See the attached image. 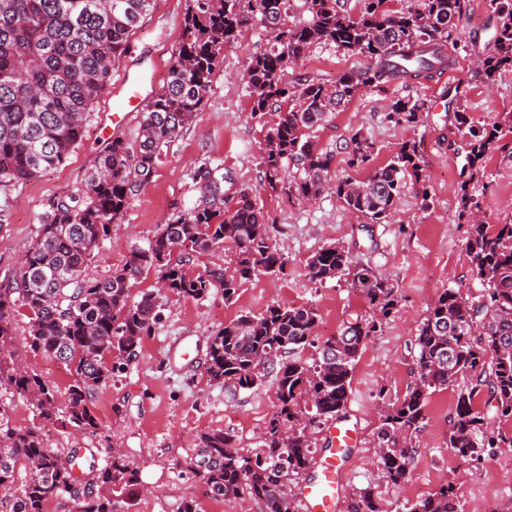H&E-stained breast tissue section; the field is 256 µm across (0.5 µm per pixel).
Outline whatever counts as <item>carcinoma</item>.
Returning a JSON list of instances; mask_svg holds the SVG:
<instances>
[{"mask_svg": "<svg viewBox=\"0 0 512 512\" xmlns=\"http://www.w3.org/2000/svg\"><path fill=\"white\" fill-rule=\"evenodd\" d=\"M387 0H365L353 16L340 0H304L309 18L291 23L292 0H188L181 42L167 78L142 112L138 137L118 135L97 155L84 187L50 199L26 261L13 278L0 282V387L25 399L36 422L20 429L0 427V512H46L53 498L67 495L72 512H118V503L136 495L138 468L121 455L87 482L74 476L71 448L43 445L48 425L99 434L91 402L94 392L123 371L143 336L159 319L160 299L170 293L200 300L213 291L231 303L242 283L260 274H282L287 261L270 236L269 224L249 193L224 209L221 181L210 179L202 199L186 214L162 225L145 247L132 249L124 266L104 278L87 274L100 242L120 223L130 200L153 176L164 148L199 114L213 75L233 42L248 26L261 25L267 47L255 54L244 75L253 100L251 117L274 106L294 107L269 128L262 166L265 182L281 189L290 203H306L326 190L367 224H386L397 209L407 178L420 181L418 145L405 142L387 163L373 165L374 145L354 134L346 165L371 167L369 177L331 179L333 153L318 149L307 130L363 86L408 79L433 81L455 65L463 0H419L415 9L387 10ZM151 0H0V187L24 183L62 164L82 140L85 122L112 78V69ZM497 26L493 42L478 62L487 84L512 71V0H491ZM333 45L371 59L364 72H347L328 86L306 80L288 85V64L316 45ZM426 101L402 97L386 114L396 126L412 127ZM512 133V112L492 128L471 126L461 145L458 220L469 225L464 252L481 283L468 297L445 289L428 306L415 338V380L397 402L381 411L376 435L377 471L389 484L405 479L413 438L426 419L428 399L438 389L458 387L448 448L474 465L494 456L512 435L496 433L475 407L484 392L499 422H512V216L500 224L475 219L478 201L469 183L488 157ZM296 173L285 180L288 165ZM234 248L232 265L187 266L224 244ZM165 285L132 298L134 281L150 271ZM305 276L323 284L347 276L362 292L371 314L342 326L324 340L315 334L313 308L271 305L260 315L242 314L209 336L205 371L231 394L253 390L273 372L279 411L260 444L238 447L234 436L216 431L200 438L192 469L212 495H249L268 512H300L292 481L314 460L311 424L337 417L345 408L358 356L367 339L394 313L398 296L388 278L328 246L312 254ZM26 310L28 347L62 362L72 379L65 407L57 389L21 366L12 349V320ZM308 347L315 356L300 354ZM309 403L312 416L303 412ZM348 512H385L375 488L358 489ZM408 512H459L452 484L408 507Z\"/></svg>", "mask_w": 512, "mask_h": 512, "instance_id": "carcinoma-1", "label": "carcinoma"}]
</instances>
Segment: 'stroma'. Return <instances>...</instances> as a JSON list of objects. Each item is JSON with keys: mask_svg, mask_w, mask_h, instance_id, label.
I'll return each mask as SVG.
<instances>
[{"mask_svg": "<svg viewBox=\"0 0 512 512\" xmlns=\"http://www.w3.org/2000/svg\"><path fill=\"white\" fill-rule=\"evenodd\" d=\"M187 0H152L149 11L130 36L112 73L110 84L94 107L78 147L60 166L24 183L0 189V209L8 217L0 223V281L19 272L41 216L53 197L81 187L105 144L115 136L134 140L140 112L116 120L112 109L124 93L122 81L140 84L145 96L162 86L181 40ZM464 33L457 39L456 65L440 79L391 85L386 90L362 87L346 108L317 127L311 138L318 149L333 152L332 175L368 177V170L350 171L344 148L354 133L373 142L377 163L387 162L402 143L416 142L422 155V182L408 181L390 223L362 225L333 193L316 203H288L264 187L261 164L265 135L279 117L271 109L251 115L252 99L238 75L252 56L266 48L269 34L253 26L225 46L224 60L199 116L172 142L153 178L131 200L119 230L102 241L89 268L100 277L122 268L131 250L146 246L162 224L186 213L201 195L205 171L223 176L225 206H233L248 192L263 211L271 235L287 260L282 275L261 274L245 282L232 303L221 294L193 300L177 295L162 298V309L149 336L143 337L125 371L114 375L100 391L93 408L104 424L89 439L70 427H47L44 439L53 448H82L94 469L104 468L120 445L138 467L144 496L121 504L120 512H180L184 500L195 499L201 512H267L264 502L241 495L212 499L190 459L200 437L221 430L235 436L239 447L256 448L259 436L278 410L272 380L228 398L221 383L205 370L206 342L224 323L250 312L260 314L273 304L314 308L318 336L336 335L344 322L367 314L365 296L348 278L323 284L310 282L307 258L321 248L339 246L354 260L388 275L398 295L390 319L369 337L356 364L349 399L340 417L357 428L350 453L336 462L340 472L336 512H346L352 494L378 484L386 512L407 507L452 485L460 512H512V456L496 455L481 465L466 463L448 452L455 413L456 390L434 392L426 420L416 434L413 462L402 489L379 484L374 434L380 424L382 400L403 397L414 382L415 336L428 305L442 291L467 295L479 289L465 261L468 225L457 219L463 156L453 143L466 140L469 126H489L512 112V71L486 86L477 66L494 34L489 0H465ZM366 57L331 45H317L289 64L284 79L335 82L343 73L362 71ZM465 84L466 97L453 103L449 93ZM425 99L428 108L409 128L387 122L386 112L396 98ZM466 112L468 126L457 125L456 111ZM481 204L483 220L501 223L512 215V133L489 157L484 170L469 186ZM193 343L182 357L175 340ZM386 396H379V389Z\"/></svg>", "mask_w": 512, "mask_h": 512, "instance_id": "1", "label": "stroma"}]
</instances>
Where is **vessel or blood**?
Segmentation results:
<instances>
[{
  "label": "vessel or blood",
  "instance_id": "obj_1",
  "mask_svg": "<svg viewBox=\"0 0 512 512\" xmlns=\"http://www.w3.org/2000/svg\"><path fill=\"white\" fill-rule=\"evenodd\" d=\"M355 435V429L347 426L334 425L329 429L327 439L331 456L324 462L315 479L306 484L298 495L304 512H333L338 484L335 455L350 447Z\"/></svg>",
  "mask_w": 512,
  "mask_h": 512
}]
</instances>
